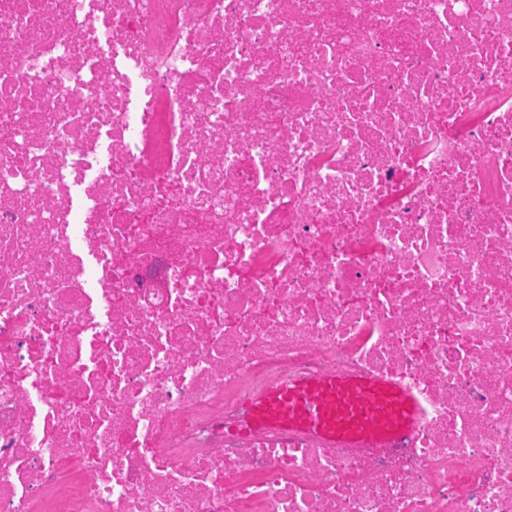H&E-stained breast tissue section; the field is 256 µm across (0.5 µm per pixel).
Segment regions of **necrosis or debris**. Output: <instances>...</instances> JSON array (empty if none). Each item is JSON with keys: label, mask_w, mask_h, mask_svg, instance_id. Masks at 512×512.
Instances as JSON below:
<instances>
[{"label": "necrosis or debris", "mask_w": 512, "mask_h": 512, "mask_svg": "<svg viewBox=\"0 0 512 512\" xmlns=\"http://www.w3.org/2000/svg\"><path fill=\"white\" fill-rule=\"evenodd\" d=\"M0 512H512V0H0ZM418 415L416 399L395 385L324 375L268 388L254 400L246 425L303 429L332 442L384 443L411 430Z\"/></svg>", "instance_id": "obj_1"}]
</instances>
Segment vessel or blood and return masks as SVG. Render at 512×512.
I'll return each mask as SVG.
<instances>
[{
  "mask_svg": "<svg viewBox=\"0 0 512 512\" xmlns=\"http://www.w3.org/2000/svg\"><path fill=\"white\" fill-rule=\"evenodd\" d=\"M418 415L416 399L397 386L324 375L268 388L252 404L246 425L302 429L332 442L383 443L411 430Z\"/></svg>",
  "mask_w": 512,
  "mask_h": 512,
  "instance_id": "obj_1",
  "label": "vessel or blood"
}]
</instances>
